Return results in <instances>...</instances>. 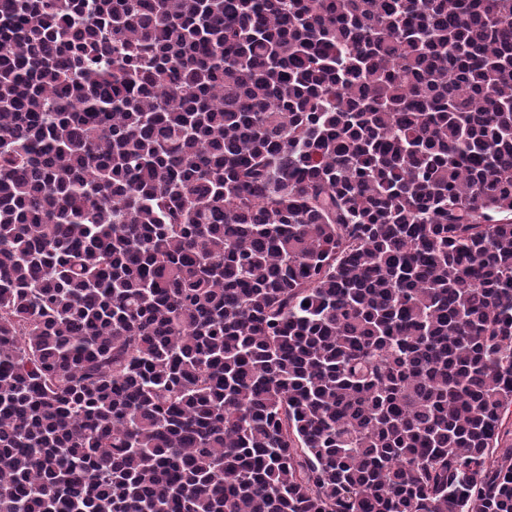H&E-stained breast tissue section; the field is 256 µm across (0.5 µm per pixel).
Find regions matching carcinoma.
I'll use <instances>...</instances> for the list:
<instances>
[{"label":"carcinoma","instance_id":"1","mask_svg":"<svg viewBox=\"0 0 512 512\" xmlns=\"http://www.w3.org/2000/svg\"><path fill=\"white\" fill-rule=\"evenodd\" d=\"M512 0H0V512H512Z\"/></svg>","mask_w":512,"mask_h":512}]
</instances>
